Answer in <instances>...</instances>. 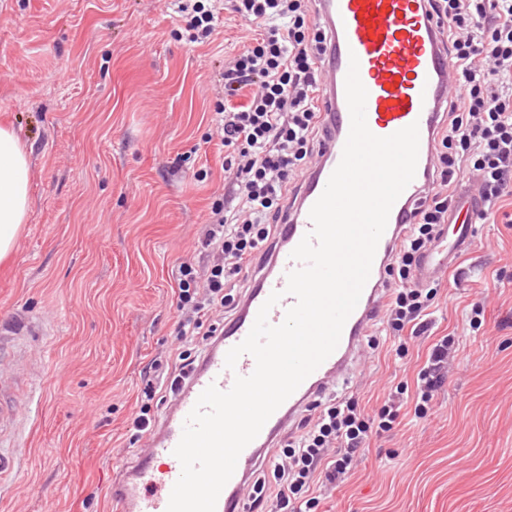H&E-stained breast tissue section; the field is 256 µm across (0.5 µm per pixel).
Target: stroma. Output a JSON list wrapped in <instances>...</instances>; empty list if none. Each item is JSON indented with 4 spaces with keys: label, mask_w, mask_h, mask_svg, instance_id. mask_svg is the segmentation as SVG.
Instances as JSON below:
<instances>
[{
    "label": "stroma",
    "mask_w": 512,
    "mask_h": 512,
    "mask_svg": "<svg viewBox=\"0 0 512 512\" xmlns=\"http://www.w3.org/2000/svg\"><path fill=\"white\" fill-rule=\"evenodd\" d=\"M180 27L174 0H0V122L31 164L0 318L49 329L0 341L21 421L1 431L21 445L0 512H108L114 463L143 446L132 420L174 345V270L224 192L214 78L256 36L229 14L205 46ZM477 228L405 358L371 329L348 395L370 413L408 390L345 481L315 485L316 512H512V203ZM445 336L448 376L415 416L416 374Z\"/></svg>",
    "instance_id": "1"
}]
</instances>
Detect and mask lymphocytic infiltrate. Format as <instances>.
Masks as SVG:
<instances>
[{"instance_id": "1", "label": "lymphocytic infiltrate", "mask_w": 512, "mask_h": 512, "mask_svg": "<svg viewBox=\"0 0 512 512\" xmlns=\"http://www.w3.org/2000/svg\"><path fill=\"white\" fill-rule=\"evenodd\" d=\"M189 42L203 43L215 31L216 0H177ZM232 15L259 35L219 72L215 134L224 148V192L202 227L204 265L179 263L174 293L178 345L169 352L160 385L175 391L204 347L224 327L226 312L239 305L238 284L254 271L261 247L278 235L282 214L297 199L296 178L315 164L327 130L315 93L326 36L316 26L311 0H229ZM447 32L451 76L458 91L448 99V124L432 148L429 202L416 207L387 270L399 284L390 290L382 320L408 352L421 336L435 288L418 286L412 272L454 210L457 171L476 173L483 212L512 196V95L499 89L512 76V0H432ZM247 104L234 105L242 90ZM450 339L432 348L417 375L415 413L427 415L445 380ZM396 393L374 414L355 399L330 400L317 415L303 416L296 437L278 448L269 474L252 480V512H314L319 478L341 480L372 435L390 431L398 417Z\"/></svg>"}]
</instances>
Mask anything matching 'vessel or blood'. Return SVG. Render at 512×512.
Returning a JSON list of instances; mask_svg holds the SVG:
<instances>
[{
	"mask_svg": "<svg viewBox=\"0 0 512 512\" xmlns=\"http://www.w3.org/2000/svg\"><path fill=\"white\" fill-rule=\"evenodd\" d=\"M315 22L324 27L330 43L323 66L321 118L330 130L323 154L308 173L296 202L286 209L280 236L263 248L264 261L224 332L205 348L174 401L138 450L112 477L109 498L115 512H166L172 488L181 474L173 451L184 423L200 394L209 386L229 390L236 377L255 369L251 355L226 368L227 352L248 335L260 307L273 292L282 298L268 314L280 324L296 299L286 294L287 274L296 269L291 253L311 231L309 212L341 160L350 129L345 78L350 56L359 60V75L368 91L366 121L370 131L384 137L411 124L419 126L416 174L394 203L378 243L361 298L348 317L334 352L271 415L258 436L241 452L236 469L221 491L216 512H248L246 488L257 468L268 460L287 431L293 430L305 408L349 381L363 351L365 337L387 293L386 270L392 262L412 209L431 187V142L448 110L450 64L448 48L428 0H316ZM473 199L463 200L454 216V238L440 236L423 257L419 280L448 268L466 250L474 234Z\"/></svg>",
	"mask_w": 512,
	"mask_h": 512,
	"instance_id": "b4317fda",
	"label": "vessel or blood"
}]
</instances>
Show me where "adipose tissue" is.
Here are the masks:
<instances>
[{
	"instance_id": "ef3b65f1",
	"label": "adipose tissue",
	"mask_w": 512,
	"mask_h": 512,
	"mask_svg": "<svg viewBox=\"0 0 512 512\" xmlns=\"http://www.w3.org/2000/svg\"><path fill=\"white\" fill-rule=\"evenodd\" d=\"M31 168L10 126L0 124V262L14 251L30 213Z\"/></svg>"
}]
</instances>
